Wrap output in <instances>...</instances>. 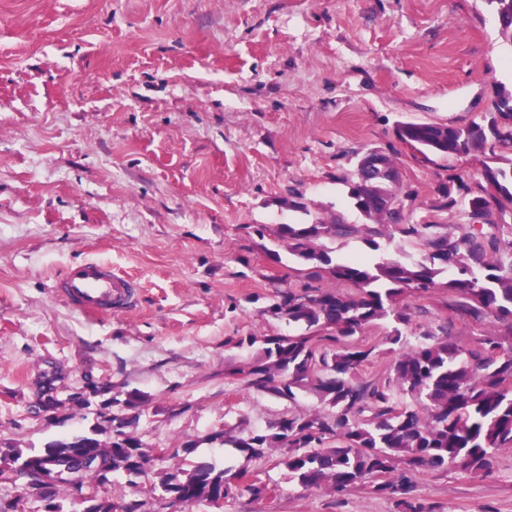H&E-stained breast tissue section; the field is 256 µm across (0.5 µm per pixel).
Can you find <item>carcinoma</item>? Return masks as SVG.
I'll list each match as a JSON object with an SVG mask.
<instances>
[{"label": "carcinoma", "instance_id": "obj_1", "mask_svg": "<svg viewBox=\"0 0 512 512\" xmlns=\"http://www.w3.org/2000/svg\"><path fill=\"white\" fill-rule=\"evenodd\" d=\"M498 19L501 42L512 46V0H484ZM397 140L427 162L448 155L479 156V179L454 178L461 200L443 184L437 210L462 205L460 224H411L405 201L415 193L403 190L395 160L381 153L385 172L351 180L349 198L368 220L348 224L335 215L313 224H280L275 238L306 267V277H327L353 291L315 287L280 290L267 313L288 323L326 331L322 336H250L239 345H259L258 354L228 374L271 397L295 400L300 392L316 395L331 410L283 415L265 430L236 437L224 431L207 437L226 448L251 455L280 452L277 463L306 488L342 495L360 484L395 503L399 512H431L415 496L420 474L455 467L468 474H493L492 459L512 448V353L505 340L512 335V237L503 234L512 220V91L496 90L482 123L465 127L404 121ZM361 239L377 252L394 240L415 246L417 254L375 264L350 257L334 260L322 239ZM434 288L448 291V315L433 324L414 322L410 294ZM388 319L386 341L397 346L386 374L365 379L360 370L374 357L375 347L350 342L365 326ZM489 320L488 329L465 342L455 327ZM505 331L498 330V325ZM145 397L129 394L128 413L112 416V437L102 441L80 435L58 441L43 452L0 448V468L25 478L21 495L51 503L57 483L99 492L101 475L86 471L74 481L46 483L23 466L36 458L46 467H68L72 451L93 453L114 472L137 479L147 475L154 458L134 429L136 409ZM161 498L171 503H217L234 493L261 498L269 485L258 476L212 464L191 471L172 467L160 480ZM121 512H156L145 500L120 507ZM101 502L91 512H116Z\"/></svg>", "mask_w": 512, "mask_h": 512}]
</instances>
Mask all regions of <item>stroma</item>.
Listing matches in <instances>:
<instances>
[{"mask_svg":"<svg viewBox=\"0 0 512 512\" xmlns=\"http://www.w3.org/2000/svg\"><path fill=\"white\" fill-rule=\"evenodd\" d=\"M500 86L512 90V48L485 0H0V446L109 439L105 414L136 391L147 451L180 454L135 490L113 474L114 505L158 495L167 466L210 462L259 475L274 497L164 512H396L367 486L307 489L275 456L207 437L321 406L227 377L254 355L240 339L306 330L267 312L306 283L276 225L363 223L342 178L371 149L395 151L412 223H459L458 209L433 211L437 187L478 161L416 160L394 127L480 121ZM294 192L302 209L284 204ZM90 258L136 279L131 308L91 317L56 293ZM416 485L432 512H512V449L491 476Z\"/></svg>","mask_w":512,"mask_h":512,"instance_id":"1","label":"stroma"}]
</instances>
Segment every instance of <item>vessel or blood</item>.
<instances>
[{"label":"vessel or blood","mask_w":512,"mask_h":512,"mask_svg":"<svg viewBox=\"0 0 512 512\" xmlns=\"http://www.w3.org/2000/svg\"><path fill=\"white\" fill-rule=\"evenodd\" d=\"M58 291L69 305L89 316L128 308L137 294L133 279L113 272L111 265L97 260L70 265L60 279Z\"/></svg>","instance_id":"vessel-or-blood-1"}]
</instances>
